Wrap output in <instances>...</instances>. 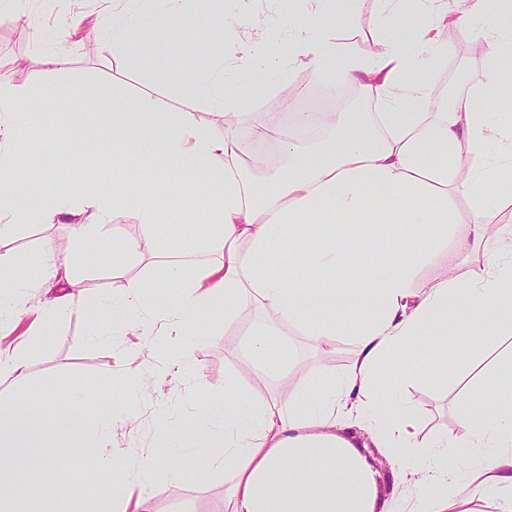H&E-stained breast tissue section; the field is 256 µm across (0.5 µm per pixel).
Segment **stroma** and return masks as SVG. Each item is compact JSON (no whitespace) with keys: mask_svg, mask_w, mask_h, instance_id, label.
Wrapping results in <instances>:
<instances>
[{"mask_svg":"<svg viewBox=\"0 0 512 512\" xmlns=\"http://www.w3.org/2000/svg\"><path fill=\"white\" fill-rule=\"evenodd\" d=\"M100 0H30L26 12L13 23L0 25V70L12 74L20 84L78 82L85 93L59 101L50 100L44 106L53 121L62 126L64 138L28 136L20 144L25 166L18 174L19 190L24 198H33L47 188L66 184L77 187L86 183H109L122 180L145 187L148 193L161 199L164 205L162 224L148 230L129 214L117 215L104 230L102 246L79 247L69 232L62 227L47 228L31 224L6 241V248L14 250L22 261L37 255L44 243H51L63 255L85 250L88 264L82 274L79 309L66 320L51 327L42 337L39 348L29 359L32 383L41 396L66 399L76 389L85 393L87 418L84 422L83 449L72 452V440L60 435L54 438L56 455L65 457L70 469L80 474L90 494H97L111 478L96 464L98 446L95 423L103 410L99 394L112 387L114 380L127 374L151 369L152 364L140 357L118 355L104 342L91 341L88 336V316L96 300L107 292H119L125 281L133 276L146 277L155 299H164L168 284L165 279L164 254L170 241L182 235L183 225L198 215L206 202L194 195L190 187L196 180L195 171L184 168L169 172L165 179L148 180L121 154L89 155L75 150L74 142L106 134L112 119L108 114L113 98L135 97L150 93L167 110L193 112L203 122L212 121L213 113L204 99L185 96L181 85L191 83L205 59H198L196 67H187L184 56L174 54L170 47V28H161L146 69L126 68L118 65L111 51H89L81 45L70 48L67 72L48 74L37 62L40 50L39 33L43 29L65 27L79 14L100 11ZM351 9L352 21L331 16L336 37L354 56L369 57L381 51L384 44L397 35L396 28L384 17L379 0H355ZM480 22L460 29L443 26L438 32V44L445 49L443 65L435 76L436 83L455 80L458 92H468L479 83L484 74L483 62L474 53L462 51L457 36L477 39ZM239 83L251 98L249 124L229 127L230 137L253 143L255 128L271 127L274 120L271 109L285 105L290 89L307 83L320 86L314 70L296 66L282 80L254 68L243 75ZM181 185V192H173V185ZM451 208L456 215L455 224L448 227V238L441 249L412 273L410 286L420 292L441 279L447 272L464 274L471 268L484 265L487 257L483 247L474 243V226L470 223L472 204L469 198L453 196ZM399 224L355 223L328 214L316 217L308 224V236L333 233L341 238L358 237L366 242L386 241L392 234L403 233ZM127 239L138 240L141 248L135 261L115 259L113 244ZM263 312L254 305H245L232 322L224 320L223 304H215L206 313L208 336L202 337L191 354V362L198 369V377L166 376L148 394L132 401V408L141 415V428L137 432L114 428L110 436L113 454L121 459L137 457L149 448H162L184 436L195 427L196 405L210 397H223L224 382L237 370L246 356L245 343L254 324L262 321ZM472 348L460 351L448 362V381L438 385L429 381H414L405 385L398 394L403 404L418 414L424 436L434 438L454 431L455 404L459 392L480 371L474 363L475 350H482L483 362L491 363L512 348L507 337L479 335L472 337ZM269 361L283 371L291 389H301L305 381L315 378L320 364L312 350V340L303 332L291 333L289 338L273 334L268 338ZM170 422L167 436H159L154 422L157 417ZM350 439L371 462L377 472L381 498L394 501L406 508L408 493L392 476V465L382 449L377 448L368 433L352 428ZM184 472L182 481H171L158 474L151 488L156 512H224V479L220 474H200L194 459L180 463Z\"/></svg>","mask_w":512,"mask_h":512,"instance_id":"obj_1","label":"stroma"}]
</instances>
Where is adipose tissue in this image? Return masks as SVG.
<instances>
[{
	"label": "adipose tissue",
	"mask_w": 512,
	"mask_h": 512,
	"mask_svg": "<svg viewBox=\"0 0 512 512\" xmlns=\"http://www.w3.org/2000/svg\"><path fill=\"white\" fill-rule=\"evenodd\" d=\"M188 0H106L96 16H78L68 37L94 48H111L118 64L139 68L161 24L173 21ZM266 18L252 15L254 0H236L237 10L200 30L180 32L173 44L192 41L196 53H208L214 40L229 50L210 73L199 74L185 95L205 97L218 119L196 120L190 112H163L150 96L114 100L112 136L89 139L85 150L130 157L148 177L162 169L190 168L199 176L194 189L208 205L186 228L187 243L172 248L165 263L170 297L155 306L143 277L127 279L119 300L103 296L88 320L89 333L104 337L125 355L157 360L155 371L136 374L133 383L149 390L153 381L189 368L190 352L205 333L201 318L216 302L225 320L239 314L244 300L269 315L254 332L250 355L224 383V402L204 401L196 409L198 429L172 448H156L134 461L99 451L102 469L120 475L119 484L87 496L76 478L44 490L45 512L58 498L77 501L79 512H155L148 492L158 474L182 477L179 460L195 456L200 444L211 447L206 471L224 473V512H397L380 499L376 473L347 438L358 426L367 429L389 455L398 482L409 492V512H471V503H488L492 512H512V357L498 364L480 386L458 397V432L433 441L421 436L420 422L404 404H392L395 391L411 381L440 379L449 349L471 337L512 335V267L489 265L466 276H448L425 292L409 287L412 271L436 252L441 229L453 223L449 192L468 196L471 221L494 251L506 243L503 231L487 233L485 213L503 202L491 182L512 183V116L492 118V107L512 98V9H494L495 0H454L445 11L441 0H425L426 11L404 10L405 0H381L399 35L374 56L346 55L327 21L311 22L276 10L267 0ZM482 17L479 36L484 78L461 97L435 99L434 77L443 54L437 31L446 23L467 26ZM252 33L241 36L244 22ZM306 62L333 85H360L375 112H337L328 121L332 140L302 155L291 141L282 150L286 172L255 179L259 159L249 167L238 160L247 145L227 138L220 119L249 122L247 99L234 89L233 76L255 64L281 75ZM53 91L24 86L0 75V242L24 224H63L80 243L101 241L118 212L133 214L141 226L160 223V200L139 186L115 181L81 190L51 189L36 200L16 191L14 173L21 165L22 135L60 137L43 110ZM329 213L366 219L370 224L411 225L413 237L388 239L371 248L358 240L317 236L296 259L288 275L269 272L272 258L294 252L312 218ZM347 263L354 279L345 285L319 280L302 292L288 280L308 271ZM79 255L63 256L45 246L37 257V276H29L12 251H0V376L9 378L19 398L0 408V512H26L27 491L46 467L49 442L62 429L77 428L84 402L31 404L33 385L28 358L50 326L75 309ZM46 298L34 302L37 291ZM35 316L31 327L13 338L22 312ZM301 330L318 348H332L340 336L352 337L355 352L345 372L324 366L303 390L271 389L258 376L257 361L267 355V334ZM147 337L134 347L129 337ZM431 337L439 360L396 367L393 378L382 369L389 359ZM478 456L467 477L452 461L459 453Z\"/></svg>",
	"instance_id": "1"
}]
</instances>
